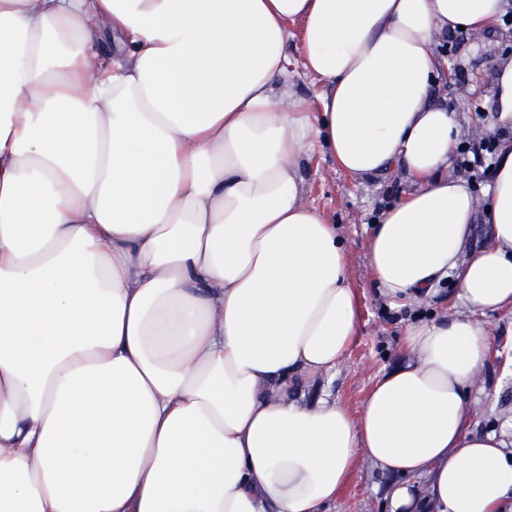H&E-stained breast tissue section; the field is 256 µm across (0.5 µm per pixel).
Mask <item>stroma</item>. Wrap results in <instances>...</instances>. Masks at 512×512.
<instances>
[{"label":"stroma","instance_id":"obj_1","mask_svg":"<svg viewBox=\"0 0 512 512\" xmlns=\"http://www.w3.org/2000/svg\"><path fill=\"white\" fill-rule=\"evenodd\" d=\"M437 53L448 63L455 79L439 76L434 100L458 109L469 97L488 105L492 102V76L498 58L512 54V30L495 26L479 39L462 44L442 42ZM308 201L334 221L349 249V274L358 292L362 317L347 356L336 368L333 383L315 378L305 389L306 399L331 385L334 395L350 412H358L372 384L402 359V334L416 316L427 318L453 313L456 301L451 281H442L434 299L395 311L378 295L367 263L368 230L378 214L398 201L409 185L401 174L392 173L372 181L353 180L339 171L324 154L316 155L304 170ZM486 324L491 334L488 362L482 370L472 398L476 415L472 430L504 432L512 442V310L490 314ZM388 477L372 463L362 462L328 512H388L384 497Z\"/></svg>","mask_w":512,"mask_h":512}]
</instances>
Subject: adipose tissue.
<instances>
[{"instance_id": "adipose-tissue-1", "label": "adipose tissue", "mask_w": 512, "mask_h": 512, "mask_svg": "<svg viewBox=\"0 0 512 512\" xmlns=\"http://www.w3.org/2000/svg\"><path fill=\"white\" fill-rule=\"evenodd\" d=\"M508 7L0 0V512H321L364 459L389 512L504 504L512 448L468 428L484 318L512 308V59L484 199L448 171L462 122L432 88L438 39ZM292 24L326 91L282 107ZM319 149L413 185L367 240L391 307L447 276L460 306L407 326L355 415L301 401L361 320L348 246L303 199Z\"/></svg>"}]
</instances>
